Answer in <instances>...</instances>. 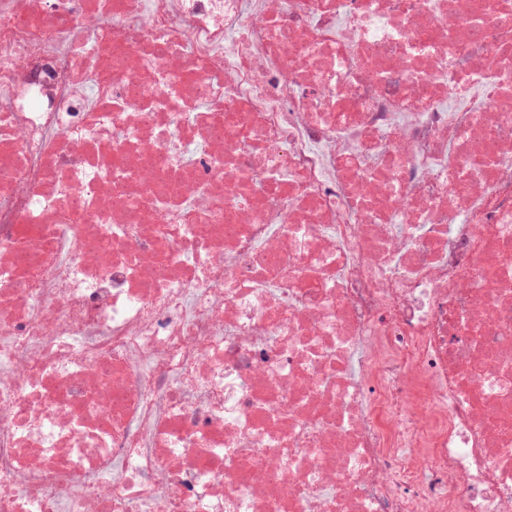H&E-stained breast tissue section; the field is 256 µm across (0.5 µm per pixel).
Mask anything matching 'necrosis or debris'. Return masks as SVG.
<instances>
[{
	"mask_svg": "<svg viewBox=\"0 0 512 512\" xmlns=\"http://www.w3.org/2000/svg\"><path fill=\"white\" fill-rule=\"evenodd\" d=\"M0 512H512V0H0Z\"/></svg>",
	"mask_w": 512,
	"mask_h": 512,
	"instance_id": "necrosis-or-debris-1",
	"label": "necrosis or debris"
}]
</instances>
